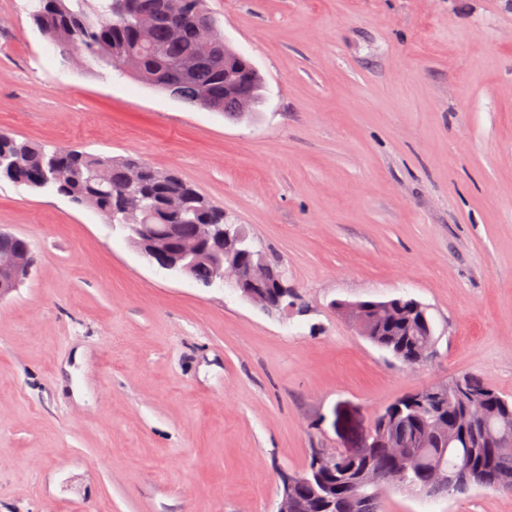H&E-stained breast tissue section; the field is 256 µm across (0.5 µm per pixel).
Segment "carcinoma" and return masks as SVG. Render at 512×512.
I'll return each mask as SVG.
<instances>
[{
  "label": "carcinoma",
  "mask_w": 512,
  "mask_h": 512,
  "mask_svg": "<svg viewBox=\"0 0 512 512\" xmlns=\"http://www.w3.org/2000/svg\"><path fill=\"white\" fill-rule=\"evenodd\" d=\"M197 4L193 24L176 32L165 16L186 3ZM33 24L60 55H76L81 65L119 70L143 77L164 72L168 90L191 105H202L206 92L214 110L241 118L260 102L262 78L250 61L224 47L221 61L206 50L211 25L203 0H131L139 20L114 10L115 0H34ZM192 59L194 71L181 62ZM237 82L246 96L227 92ZM98 156L78 149H49L11 134H0V179L46 188L70 202L95 209L121 229L139 223V214L123 207L126 191L152 197L154 223L176 224L189 208L196 223L209 224L220 206L173 171H159L132 157L109 159L96 166ZM356 324L364 338L390 352L406 365L417 363L435 342L428 308L412 298L398 297L382 304L365 301ZM467 395L446 401H423L386 413L374 431L378 445L349 461L336 455L326 472L294 483L288 500L291 512H384L390 490H413L427 484L429 497L462 494L472 487L512 493V399L480 377L461 376ZM448 418V439L432 435L431 424ZM437 469L455 472V480L432 483Z\"/></svg>",
  "instance_id": "carcinoma-1"
}]
</instances>
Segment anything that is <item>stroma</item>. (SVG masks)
<instances>
[{"label": "stroma", "instance_id": "obj_1", "mask_svg": "<svg viewBox=\"0 0 512 512\" xmlns=\"http://www.w3.org/2000/svg\"><path fill=\"white\" fill-rule=\"evenodd\" d=\"M264 79L237 121L65 63L0 0V133L175 171L282 260L266 311L150 264L92 208L0 180L30 275L0 298V512H276L315 448L465 373L512 396V0H205ZM415 299L408 366L335 310ZM385 512H512L386 494Z\"/></svg>", "mask_w": 512, "mask_h": 512}]
</instances>
